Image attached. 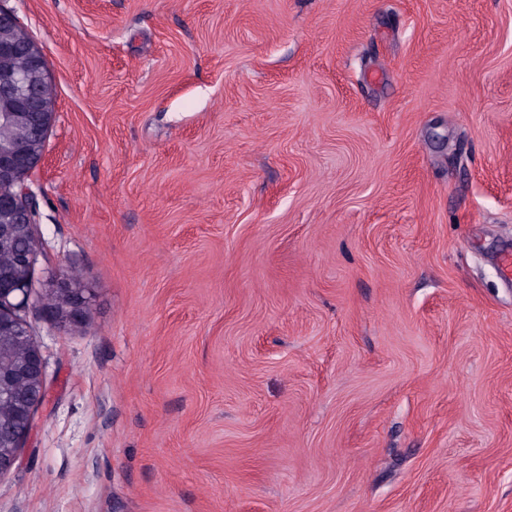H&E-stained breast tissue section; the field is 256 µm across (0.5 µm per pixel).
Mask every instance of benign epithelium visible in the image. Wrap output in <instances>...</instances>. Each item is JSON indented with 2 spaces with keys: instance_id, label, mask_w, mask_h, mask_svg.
Instances as JSON below:
<instances>
[{
  "instance_id": "1",
  "label": "benign epithelium",
  "mask_w": 512,
  "mask_h": 512,
  "mask_svg": "<svg viewBox=\"0 0 512 512\" xmlns=\"http://www.w3.org/2000/svg\"><path fill=\"white\" fill-rule=\"evenodd\" d=\"M29 69L41 85H29V73L12 72L0 78V105L6 116L25 128V136L0 148V180L11 186L0 197V473L8 470L23 448L37 405L43 396L44 358L31 339L21 311L28 303L29 272L36 249L35 208L26 183L40 165L43 151L35 142L52 123L45 60L35 43L29 45ZM69 278L42 300L52 316L76 324L85 316V297Z\"/></svg>"
}]
</instances>
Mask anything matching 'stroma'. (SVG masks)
I'll list each match as a JSON object with an SVG mask.
<instances>
[{
    "instance_id": "obj_1",
    "label": "stroma",
    "mask_w": 512,
    "mask_h": 512,
    "mask_svg": "<svg viewBox=\"0 0 512 512\" xmlns=\"http://www.w3.org/2000/svg\"><path fill=\"white\" fill-rule=\"evenodd\" d=\"M0 7L56 112L0 512H512V0ZM73 283L72 278L61 282L58 288L46 294L42 305L50 315L76 324L84 319L86 301L82 290L73 288Z\"/></svg>"
}]
</instances>
